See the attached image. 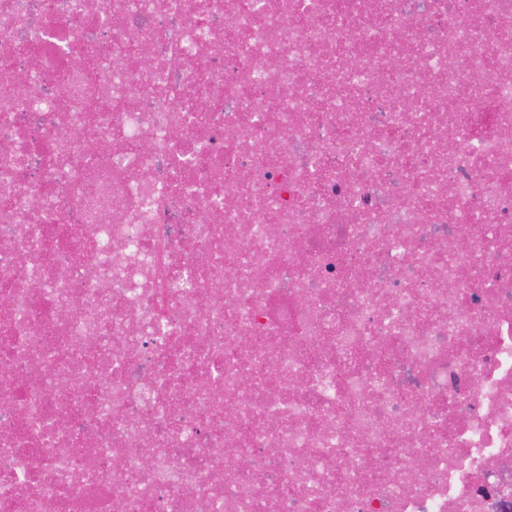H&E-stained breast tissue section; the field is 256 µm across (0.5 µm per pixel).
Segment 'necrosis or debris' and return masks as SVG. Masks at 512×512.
<instances>
[{
  "instance_id": "1",
  "label": "necrosis or debris",
  "mask_w": 512,
  "mask_h": 512,
  "mask_svg": "<svg viewBox=\"0 0 512 512\" xmlns=\"http://www.w3.org/2000/svg\"><path fill=\"white\" fill-rule=\"evenodd\" d=\"M0 88V512H512V0H0Z\"/></svg>"
}]
</instances>
